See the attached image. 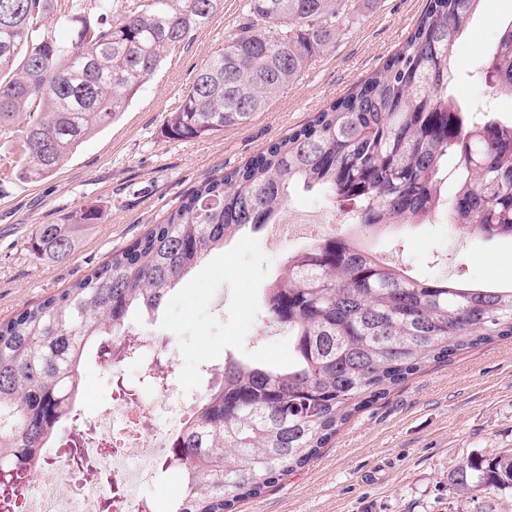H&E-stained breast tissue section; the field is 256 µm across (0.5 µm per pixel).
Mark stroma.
Returning <instances> with one entry per match:
<instances>
[{"mask_svg":"<svg viewBox=\"0 0 512 512\" xmlns=\"http://www.w3.org/2000/svg\"><path fill=\"white\" fill-rule=\"evenodd\" d=\"M346 2L329 47L245 126L205 140L162 134L196 69L243 19L244 0H224L188 47L146 80L128 110L60 170L33 181L23 177L17 154L0 155V322L68 288L146 233L202 180L243 165L346 95L405 43L427 6V0ZM511 24L512 0H480L458 40L448 83L461 105L487 107L508 121L512 99L493 96L482 70L486 52ZM88 206L99 218L87 225L70 259L55 262L30 251L38 225L60 223ZM302 214L313 223L288 239L247 230L213 251L149 323L152 336L176 353L171 373L184 389L197 390L200 367L223 364L230 354L287 366L289 341L266 321L262 291L288 253L310 242L313 227L340 221L327 197L297 190L280 221ZM379 250L416 271L432 266L448 279L463 273L480 283L512 285L510 237L452 236L440 219L403 238L384 236ZM116 378L89 359L80 421L103 414ZM504 451H512V339L428 363L352 417L307 465L261 496L241 500L235 512H512L511 491L486 499L448 488L449 472L466 457Z\"/></svg>","mask_w":512,"mask_h":512,"instance_id":"1","label":"stroma"}]
</instances>
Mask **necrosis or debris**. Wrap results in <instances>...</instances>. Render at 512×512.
I'll return each mask as SVG.
<instances>
[{"instance_id": "obj_1", "label": "necrosis or debris", "mask_w": 512, "mask_h": 512, "mask_svg": "<svg viewBox=\"0 0 512 512\" xmlns=\"http://www.w3.org/2000/svg\"><path fill=\"white\" fill-rule=\"evenodd\" d=\"M198 402L175 381L133 405L114 398L103 421L79 429L76 447L43 449L38 475L29 477L7 512H145L147 490Z\"/></svg>"}]
</instances>
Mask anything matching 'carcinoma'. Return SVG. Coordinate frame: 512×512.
<instances>
[{
    "mask_svg": "<svg viewBox=\"0 0 512 512\" xmlns=\"http://www.w3.org/2000/svg\"><path fill=\"white\" fill-rule=\"evenodd\" d=\"M480 0H429L402 47L347 96L245 165L208 178L143 237L63 292L0 324V500L8 502L59 427L76 417L87 351L132 336L212 251L275 223L290 191L318 189L356 221L284 260L262 293L288 333L286 369L224 359L173 443L184 492L171 512H232L314 459L339 428L430 362L512 336V287L412 274L375 233L448 216V234L512 238V122L448 96L458 39ZM224 0H93L75 44L53 28L82 0H0V146L23 174L59 170L110 125ZM242 23L196 71L164 135L206 139L247 124L331 43L340 0H245ZM489 87L512 96V27L489 50ZM453 190H448V184ZM87 207L41 224L29 245L71 257ZM461 494L512 490V451L474 454L448 474Z\"/></svg>",
    "mask_w": 512,
    "mask_h": 512,
    "instance_id": "1",
    "label": "carcinoma"
}]
</instances>
